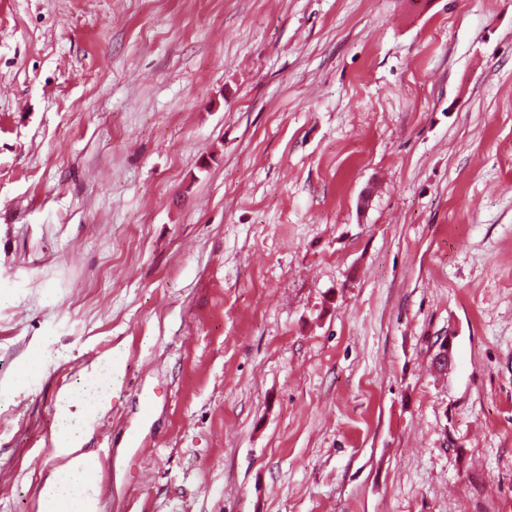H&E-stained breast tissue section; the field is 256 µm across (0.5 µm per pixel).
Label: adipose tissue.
<instances>
[{
  "label": "adipose tissue",
  "mask_w": 512,
  "mask_h": 512,
  "mask_svg": "<svg viewBox=\"0 0 512 512\" xmlns=\"http://www.w3.org/2000/svg\"><path fill=\"white\" fill-rule=\"evenodd\" d=\"M112 373V360L96 361L86 371L87 381L81 390L60 398L54 443L66 462L47 478L39 512H92L96 495L93 477L99 461L96 455L84 451L83 445L90 421L110 406Z\"/></svg>",
  "instance_id": "1"
}]
</instances>
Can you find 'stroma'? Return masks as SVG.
I'll return each instance as SVG.
<instances>
[{
  "mask_svg": "<svg viewBox=\"0 0 512 512\" xmlns=\"http://www.w3.org/2000/svg\"><path fill=\"white\" fill-rule=\"evenodd\" d=\"M112 354L96 512H512V0H0V512Z\"/></svg>",
  "mask_w": 512,
  "mask_h": 512,
  "instance_id": "35a3bbf8",
  "label": "stroma"
}]
</instances>
